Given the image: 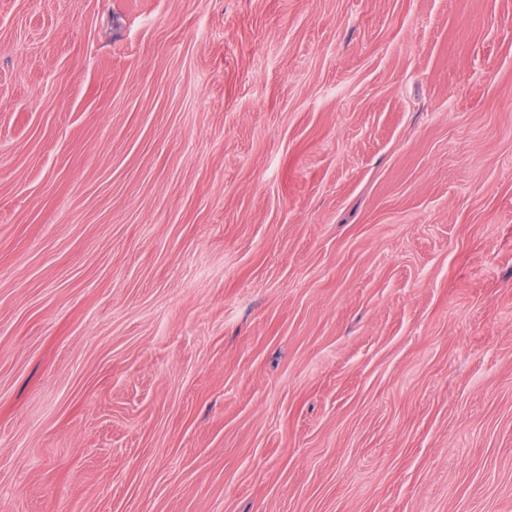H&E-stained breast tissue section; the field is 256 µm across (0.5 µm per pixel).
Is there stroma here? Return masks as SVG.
Segmentation results:
<instances>
[{
  "label": "stroma",
  "mask_w": 512,
  "mask_h": 512,
  "mask_svg": "<svg viewBox=\"0 0 512 512\" xmlns=\"http://www.w3.org/2000/svg\"><path fill=\"white\" fill-rule=\"evenodd\" d=\"M0 512H512V0H0Z\"/></svg>",
  "instance_id": "1"
}]
</instances>
